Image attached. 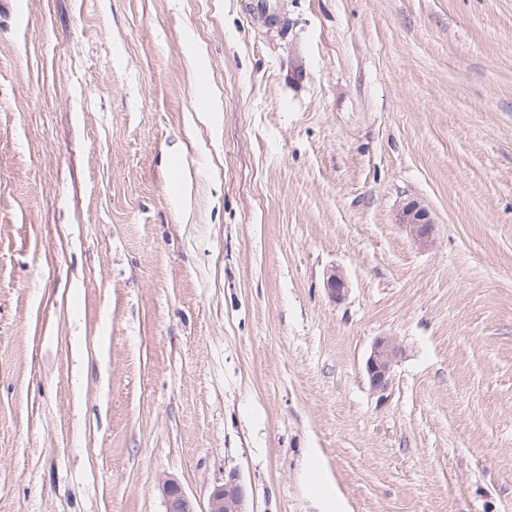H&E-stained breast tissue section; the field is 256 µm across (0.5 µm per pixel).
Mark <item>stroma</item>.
<instances>
[{
  "label": "stroma",
  "instance_id": "stroma-1",
  "mask_svg": "<svg viewBox=\"0 0 512 512\" xmlns=\"http://www.w3.org/2000/svg\"><path fill=\"white\" fill-rule=\"evenodd\" d=\"M232 470L512 512V0H0V512ZM396 224L405 228L419 247H426L433 240L436 224L421 202L411 200L401 206L396 214ZM401 352L400 346L390 336L377 338L365 362V372L373 392L384 394L392 381V368Z\"/></svg>",
  "mask_w": 512,
  "mask_h": 512
}]
</instances>
